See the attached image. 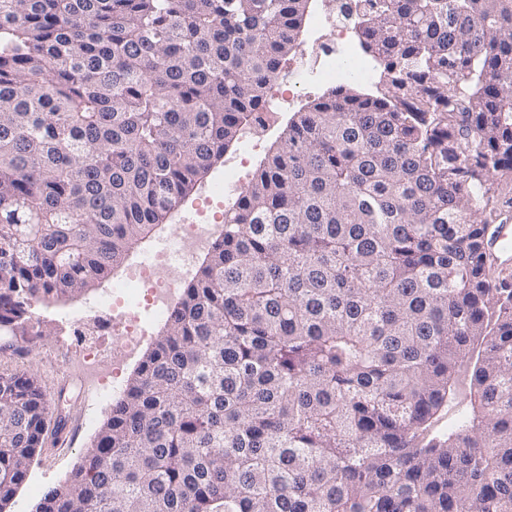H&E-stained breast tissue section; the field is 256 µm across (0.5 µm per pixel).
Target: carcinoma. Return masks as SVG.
<instances>
[{
  "label": "carcinoma",
  "mask_w": 512,
  "mask_h": 512,
  "mask_svg": "<svg viewBox=\"0 0 512 512\" xmlns=\"http://www.w3.org/2000/svg\"><path fill=\"white\" fill-rule=\"evenodd\" d=\"M311 0H0V352L94 288L266 104ZM338 85L224 213L66 485L36 512H512V0H356ZM470 415L441 437L459 397ZM0 372V512L43 448ZM512 205L511 211L506 210V219L502 224H494L489 241V252L495 266L499 268L512 265ZM511 223V224H510ZM468 400L465 392H462L458 398V404L445 408L434 420L433 433L442 434L454 427L457 421L465 415Z\"/></svg>",
  "instance_id": "1"
}]
</instances>
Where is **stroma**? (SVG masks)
<instances>
[{
	"label": "stroma",
	"mask_w": 512,
	"mask_h": 512,
	"mask_svg": "<svg viewBox=\"0 0 512 512\" xmlns=\"http://www.w3.org/2000/svg\"><path fill=\"white\" fill-rule=\"evenodd\" d=\"M239 158L238 146H230L221 163L215 164L185 199L171 222L159 226L148 238L131 249L114 267L110 275L95 288L74 298L48 299L30 312V320L39 333L30 337L31 354L23 359L0 357V371H26L34 374L52 411H60L73 429L72 439L57 444L47 437L42 451L31 463L25 481L17 488L5 512H35L46 488L64 485L70 473L82 461L100 428L107 421L110 401L101 398L65 364L81 345H93L104 356H112V340L104 336L103 328L112 321L111 310L102 300L112 291L113 284L126 273L172 239L174 227L183 219L193 217L211 190L223 183L224 168Z\"/></svg>",
	"instance_id": "obj_1"
}]
</instances>
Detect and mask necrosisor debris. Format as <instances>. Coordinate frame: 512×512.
Returning <instances> with one entry per match:
<instances>
[{
  "label": "necrosis or debris",
  "instance_id": "necrosis-or-debris-1",
  "mask_svg": "<svg viewBox=\"0 0 512 512\" xmlns=\"http://www.w3.org/2000/svg\"><path fill=\"white\" fill-rule=\"evenodd\" d=\"M355 26V17L337 20L335 0H325L323 12L310 22L300 65L270 82L268 110L246 131L241 162L229 166L224 173L229 187H243L246 159L257 152L279 112L293 104L298 89L313 83L376 82L382 61L361 53L353 38ZM216 233V225L206 219L178 225V258H171L162 250L155 251L148 262L135 267L117 283L118 299L112 304L116 311L112 321L116 355L107 365L95 349L83 347L81 357L74 360L73 365L84 382L98 385L102 393L111 391L113 379L119 376L116 366L122 356L134 350L147 336L154 317L171 309L194 255L209 246Z\"/></svg>",
  "mask_w": 512,
  "mask_h": 512
}]
</instances>
